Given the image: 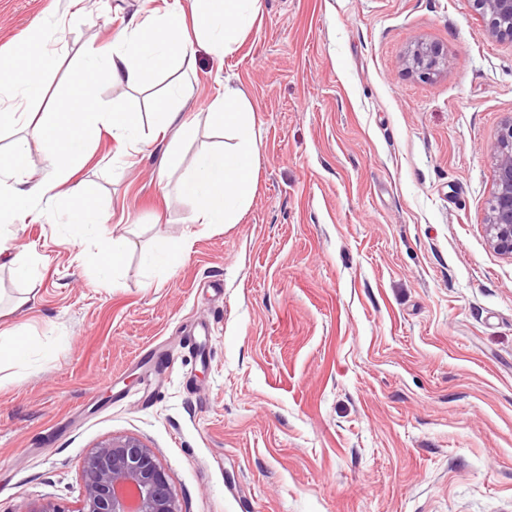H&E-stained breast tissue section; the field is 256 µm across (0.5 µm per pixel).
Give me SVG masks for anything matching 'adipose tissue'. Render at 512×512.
Instances as JSON below:
<instances>
[{
	"mask_svg": "<svg viewBox=\"0 0 512 512\" xmlns=\"http://www.w3.org/2000/svg\"><path fill=\"white\" fill-rule=\"evenodd\" d=\"M256 0H174L165 14L143 9L123 19L110 45L89 47L72 68L65 105L44 113L33 138H17L0 153V224H21L32 218L36 205L47 202L63 209L73 241L82 244L79 256L107 278L120 270L129 240L123 236L91 250L90 239L107 217L89 182L71 184L83 166L88 144L101 129L114 141L136 148L143 140L138 113L110 109L97 98L102 83L137 88L150 82L161 69L191 65L197 44H204L215 59H223L238 42L243 28L256 14ZM42 29H30L14 49L0 52V98L26 103L42 95L40 73L53 69ZM182 84L170 86L164 102L156 107L154 137L165 143L160 176H167L189 126L177 102ZM206 120L232 133V147L205 148L198 152L189 173L178 182L180 195L195 205L194 221L207 226L238 223L254 191L259 161V139L253 112L242 92L224 86L208 107ZM38 145L48 166L39 180H32L26 161L31 145Z\"/></svg>",
	"mask_w": 512,
	"mask_h": 512,
	"instance_id": "ef3b65f1",
	"label": "adipose tissue"
}]
</instances>
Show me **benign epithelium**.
Listing matches in <instances>:
<instances>
[{"mask_svg":"<svg viewBox=\"0 0 512 512\" xmlns=\"http://www.w3.org/2000/svg\"><path fill=\"white\" fill-rule=\"evenodd\" d=\"M488 16L491 37L512 40V0H475ZM443 54L436 46L418 44L407 58L421 77L435 74ZM496 190L487 214L489 242L512 257V119L493 147ZM76 512H179L165 470L151 448L135 437L99 443L85 458L83 494Z\"/></svg>","mask_w":512,"mask_h":512,"instance_id":"benign-epithelium-1","label":"benign epithelium"}]
</instances>
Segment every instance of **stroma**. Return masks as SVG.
Segmentation results:
<instances>
[{
  "mask_svg": "<svg viewBox=\"0 0 512 512\" xmlns=\"http://www.w3.org/2000/svg\"><path fill=\"white\" fill-rule=\"evenodd\" d=\"M136 0H0V50L32 27L55 67L35 112L59 108L73 65L109 44ZM474 0H258L223 60L197 48L181 110L193 132L167 182L162 147L109 133L76 178L131 246L116 282L80 259L55 206L11 226L35 280L0 258V333L26 328L29 365H0V512H73L86 455L133 436L180 512H512V258L487 240L493 146L512 117V41ZM447 64L423 78L416 43ZM152 87L100 88L145 132ZM230 80L261 140L235 224L195 223L178 180ZM174 235V269L143 253Z\"/></svg>",
  "mask_w": 512,
  "mask_h": 512,
  "instance_id": "1",
  "label": "stroma"
}]
</instances>
